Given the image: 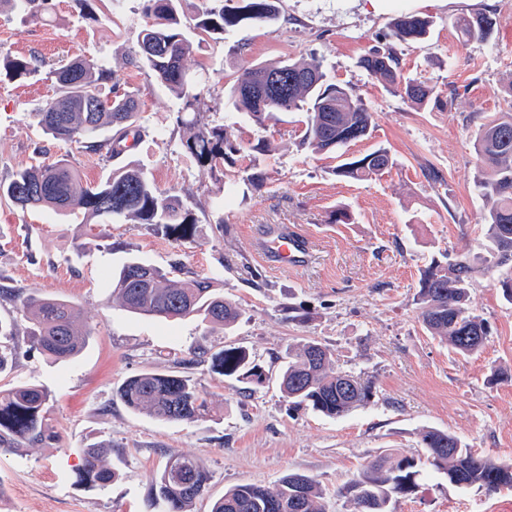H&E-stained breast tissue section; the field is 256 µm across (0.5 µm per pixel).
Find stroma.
Wrapping results in <instances>:
<instances>
[{
  "label": "stroma",
  "instance_id": "obj_1",
  "mask_svg": "<svg viewBox=\"0 0 512 512\" xmlns=\"http://www.w3.org/2000/svg\"><path fill=\"white\" fill-rule=\"evenodd\" d=\"M277 7L268 23L190 35L195 46L184 68L203 93L202 120L223 128L232 146L215 172L181 145L182 100L131 64L139 34L152 22L144 0H52L43 22L0 8V52L42 62L27 80L0 73V180L66 156L93 184L134 160L197 221L194 239L177 241L162 224H85L0 200V287L70 300L92 332L77 357L53 360L28 341L18 303L0 297V320L16 325V357L0 374V389L20 382L45 388L59 435L0 456V512H153L152 482L173 455L198 458L208 470L192 512H210L234 486L270 487L291 473L319 481L332 512H352L338 488L382 454H420L428 428L512 462V302L496 285L512 266L476 278L470 309L490 334L474 354H456L431 337L415 302L432 262L472 258L485 248L473 142L482 123L512 113V0H278ZM402 12L431 17L429 36L391 45V25ZM475 13L490 15L494 32L489 41L461 43L453 20ZM390 45L402 74L433 86L441 105L415 108L359 67L361 56ZM313 56L374 115L371 137L341 156L298 147L297 114L262 127L224 104L225 87L245 69ZM76 58L112 71L120 91L139 102L142 139L120 156L71 150L34 117L56 93L50 69ZM261 140L270 151L255 152ZM381 146L395 160L389 171L365 180L334 175L342 160ZM254 174L262 175V187L252 186ZM339 209L350 223L332 222ZM277 224L309 236L301 267L277 268L262 258L260 238ZM131 256L174 280L185 271L217 278L239 320L221 330L195 317L128 313L113 301L110 283ZM311 339L330 349L337 369L373 382L368 405L339 417L292 407L280 390L283 357ZM233 346L261 366V383L213 370V355ZM143 371L189 377L212 416L164 422L129 410L116 390ZM100 442L112 447L117 479L103 488L77 485L83 448ZM419 483L394 512H512V489L460 488L428 466Z\"/></svg>",
  "mask_w": 512,
  "mask_h": 512
}]
</instances>
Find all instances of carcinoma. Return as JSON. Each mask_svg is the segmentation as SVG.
Returning <instances> with one entry per match:
<instances>
[{"label": "carcinoma", "instance_id": "obj_1", "mask_svg": "<svg viewBox=\"0 0 512 512\" xmlns=\"http://www.w3.org/2000/svg\"><path fill=\"white\" fill-rule=\"evenodd\" d=\"M33 19L50 14L49 0H7ZM183 0H145V11L154 21L140 33L136 67L166 85L184 100V109L193 117L181 121L189 129L182 140L185 151L201 165L224 162L222 128L206 127L198 106L202 92L193 88L183 67L192 49L186 23L180 15ZM276 15L275 0H248L243 7L234 0H208L195 17L200 34L216 35L243 21L264 23ZM489 15L477 13L456 19L453 26L463 42L487 41L492 33L482 27ZM432 21L402 12L393 22L389 37L400 44L425 39ZM6 75L33 77L39 72L36 58L0 54ZM368 75L382 82L388 91L416 107L437 102L438 95L424 82L401 76L399 57L391 46L372 52L359 61ZM57 84L54 98L35 113L43 130L53 139L68 143L79 152H106L114 157L129 148V141L142 135L137 100L130 94L104 97L102 86L112 81V72L86 59H74L51 71ZM227 102L245 112L258 125L280 121V114L305 112L299 145L321 152H334L350 143L366 139L373 128V113L351 89L327 80L322 62L312 57L296 62L258 65L245 71L224 93ZM115 133L97 140L105 129ZM480 166L487 175L478 187L487 204L480 217L486 253L474 262L469 259L434 263L423 274L417 293L419 320L440 342L458 354L469 355L485 344L488 328L484 319L469 307L470 287L478 274L512 263V113L503 112L480 125L474 141ZM394 160L389 151L371 153L337 165L338 177L361 179L381 175ZM0 198L21 210L48 208L62 216H83L85 220L108 218L131 224H165L179 239L193 237L196 219L182 211L178 199L165 196L135 162L112 169L96 185L82 183L71 161L60 158L49 165H31L0 180ZM112 297L127 312L143 317L183 319L199 317L213 327L234 324L238 308L224 299L219 283L195 274L179 282L166 272L137 258L128 260L112 276ZM11 300L20 304L30 323L28 337L43 354L65 361L77 356L88 344L90 332L80 323L75 303L43 295L10 290ZM212 367L225 376L262 382L263 371L241 347H229L212 360ZM351 381L344 394L340 384ZM281 391L294 407H312L328 417H339L365 406L374 397V386L336 369L333 354L315 340L288 349L281 377ZM127 408L166 422L192 421L212 413L186 377L141 372L127 378L116 391ZM46 389L20 383L0 391V455L19 454L57 438L47 418ZM423 456L390 453L366 466L337 491L354 512H392V501L408 497L418 488L421 467L428 465L444 473L451 484L491 493L512 488V464L477 453L455 435L438 429L420 434ZM83 465L76 483L88 488L104 487L116 473L108 461V445L91 444L82 450ZM208 473L192 456L174 455L152 487L151 506L155 512H190L194 500L205 490ZM211 512H328L325 494L314 478L293 473L282 477L270 489L256 484H240L224 492Z\"/></svg>", "mask_w": 512, "mask_h": 512}]
</instances>
